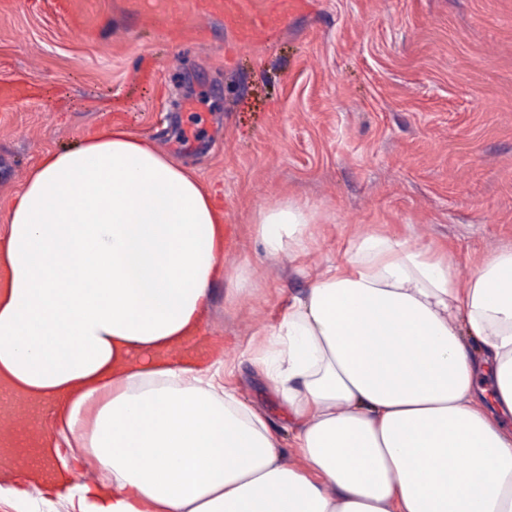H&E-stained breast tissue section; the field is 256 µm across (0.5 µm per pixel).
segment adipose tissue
I'll return each mask as SVG.
<instances>
[{
	"label": "adipose tissue",
	"mask_w": 512,
	"mask_h": 512,
	"mask_svg": "<svg viewBox=\"0 0 512 512\" xmlns=\"http://www.w3.org/2000/svg\"><path fill=\"white\" fill-rule=\"evenodd\" d=\"M0 237V392L62 400L63 427L112 480L56 474L77 512H512V249L461 281L448 249L374 229L311 277L258 365L291 447L233 389L159 352L199 332L224 212L125 126L46 153ZM311 209L255 210L267 256L314 242Z\"/></svg>",
	"instance_id": "ef3b65f1"
}]
</instances>
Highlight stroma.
Instances as JSON below:
<instances>
[{
    "mask_svg": "<svg viewBox=\"0 0 512 512\" xmlns=\"http://www.w3.org/2000/svg\"><path fill=\"white\" fill-rule=\"evenodd\" d=\"M240 44L224 0H0V236L42 155L120 122L190 170L229 216L225 266L249 259L251 293L217 279L194 363L282 439L288 411L256 365L252 335L281 323L311 272L372 228L439 241L468 278L512 247V0H304ZM308 204L317 244L297 265L267 258L253 211ZM37 417L71 470L86 454Z\"/></svg>",
    "mask_w": 512,
    "mask_h": 512,
    "instance_id": "1",
    "label": "stroma"
}]
</instances>
